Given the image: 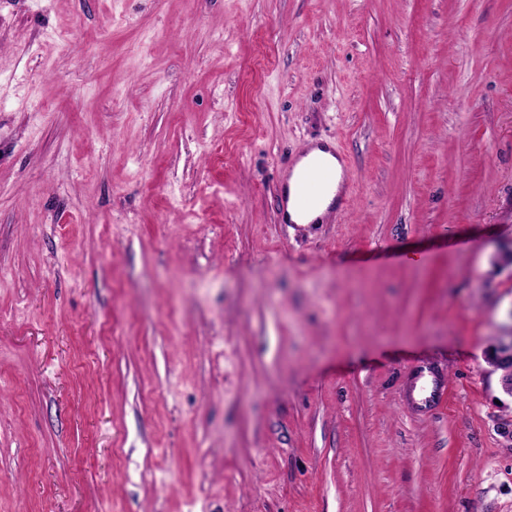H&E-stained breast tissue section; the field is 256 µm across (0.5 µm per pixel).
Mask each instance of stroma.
<instances>
[{
	"mask_svg": "<svg viewBox=\"0 0 512 512\" xmlns=\"http://www.w3.org/2000/svg\"><path fill=\"white\" fill-rule=\"evenodd\" d=\"M504 336L512 0H0V512H512ZM328 151L336 158L340 163V166L332 156L329 154H324L320 150H313L308 157L304 158L302 162H300L296 169L295 173L302 167V165L312 156L321 155L323 156L330 164L336 165V167L329 165L323 161H317L313 164L308 165L299 175L298 183L294 190L293 201L297 210L301 212H311L317 210L325 195L328 191L333 187L336 183V193L338 191V181L336 178L338 173L336 171L340 168V181L342 187L343 201L344 203L348 202L347 194L349 190V184L351 179L350 173V165L348 160L343 154L339 151H336V148H329ZM440 389L436 376L429 385L423 374H419L414 378L410 392L421 409H431L438 406L440 402Z\"/></svg>",
	"mask_w": 512,
	"mask_h": 512,
	"instance_id": "35a3bbf8",
	"label": "stroma"
}]
</instances>
